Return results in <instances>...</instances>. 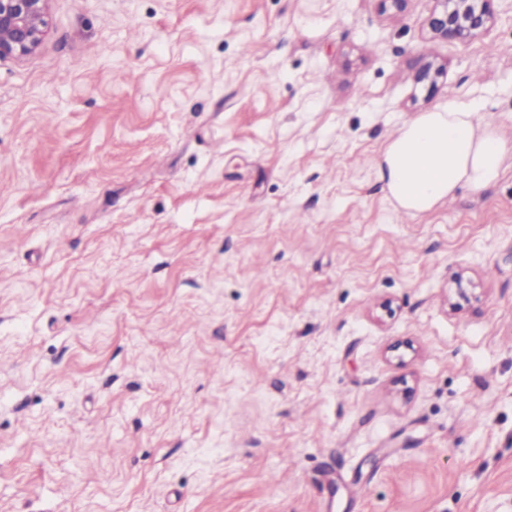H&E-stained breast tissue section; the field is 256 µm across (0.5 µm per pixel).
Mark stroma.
Returning a JSON list of instances; mask_svg holds the SVG:
<instances>
[{
    "instance_id": "stroma-1",
    "label": "stroma",
    "mask_w": 512,
    "mask_h": 512,
    "mask_svg": "<svg viewBox=\"0 0 512 512\" xmlns=\"http://www.w3.org/2000/svg\"><path fill=\"white\" fill-rule=\"evenodd\" d=\"M432 8L51 0L0 60V512H512V0ZM452 99L501 172L399 214ZM426 20L433 38L470 42L483 36L495 21L496 0H432Z\"/></svg>"
}]
</instances>
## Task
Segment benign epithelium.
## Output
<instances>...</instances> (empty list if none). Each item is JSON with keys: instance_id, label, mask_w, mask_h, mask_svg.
<instances>
[{"instance_id": "benign-epithelium-1", "label": "benign epithelium", "mask_w": 512, "mask_h": 512, "mask_svg": "<svg viewBox=\"0 0 512 512\" xmlns=\"http://www.w3.org/2000/svg\"><path fill=\"white\" fill-rule=\"evenodd\" d=\"M50 0H0V60H23L41 46ZM426 27L434 38L470 42L495 21V0H433Z\"/></svg>"}]
</instances>
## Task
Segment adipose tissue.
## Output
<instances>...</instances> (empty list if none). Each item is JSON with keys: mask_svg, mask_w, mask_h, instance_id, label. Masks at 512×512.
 Masks as SVG:
<instances>
[{"mask_svg": "<svg viewBox=\"0 0 512 512\" xmlns=\"http://www.w3.org/2000/svg\"><path fill=\"white\" fill-rule=\"evenodd\" d=\"M472 103L449 100L405 125L377 163V174L397 210L423 212L457 188L494 181L505 147L497 131L479 119Z\"/></svg>", "mask_w": 512, "mask_h": 512, "instance_id": "ef3b65f1", "label": "adipose tissue"}]
</instances>
